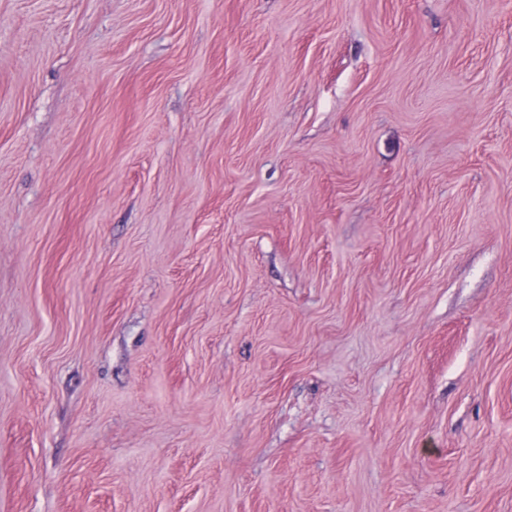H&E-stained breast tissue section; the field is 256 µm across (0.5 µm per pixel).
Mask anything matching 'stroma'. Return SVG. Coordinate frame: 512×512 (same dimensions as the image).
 <instances>
[{"mask_svg":"<svg viewBox=\"0 0 512 512\" xmlns=\"http://www.w3.org/2000/svg\"><path fill=\"white\" fill-rule=\"evenodd\" d=\"M0 512H512V0H0Z\"/></svg>","mask_w":512,"mask_h":512,"instance_id":"stroma-1","label":"stroma"}]
</instances>
